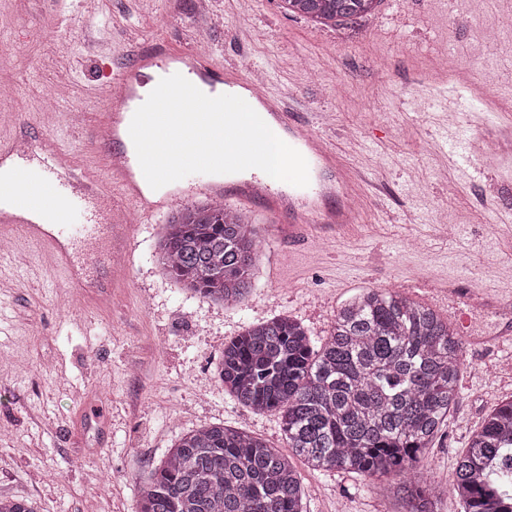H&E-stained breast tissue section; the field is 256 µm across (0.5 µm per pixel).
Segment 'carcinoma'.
<instances>
[{
    "instance_id": "obj_1",
    "label": "carcinoma",
    "mask_w": 512,
    "mask_h": 512,
    "mask_svg": "<svg viewBox=\"0 0 512 512\" xmlns=\"http://www.w3.org/2000/svg\"><path fill=\"white\" fill-rule=\"evenodd\" d=\"M346 33L380 0H280ZM257 225L210 200L171 213L156 261L182 287L237 305L252 288ZM465 342L454 323L398 290L369 288L336 311L317 343L287 316L224 342L218 382L239 405L274 413L293 455L314 471L384 483L400 512H434L425 451L460 398ZM449 494L464 512H512V400L493 409L459 455ZM301 476L264 439L222 423L183 432L153 467L137 512H304ZM0 512H39L0 498Z\"/></svg>"
}]
</instances>
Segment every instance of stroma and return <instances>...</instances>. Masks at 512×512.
<instances>
[{"label": "stroma", "mask_w": 512, "mask_h": 512, "mask_svg": "<svg viewBox=\"0 0 512 512\" xmlns=\"http://www.w3.org/2000/svg\"><path fill=\"white\" fill-rule=\"evenodd\" d=\"M0 0V81L18 85L5 109L32 138L65 143L78 165L104 176L110 141L88 150L90 125L66 113L97 112L103 76L163 42L203 45L221 64L264 72L271 92L297 97L310 129L359 173L357 224L344 235L289 247L260 223L253 288L233 309L185 292L153 258L167 216L134 227L130 269L108 305L88 311L32 249L16 242L0 279V497L40 512H136L142 480L185 431L211 423L242 427L280 451V420L237 405L215 383L225 340L250 323L288 315L322 339L337 308L365 288H396L458 323L463 335L496 332L498 313L443 292L445 280L502 288L512 278V162L486 164L479 151L492 113L512 114V0H380L349 39L286 13L280 0ZM66 25L56 29V15ZM497 44H488L487 33ZM93 49H85V41ZM492 67L497 86H483ZM66 102L52 103L58 84ZM462 115L448 123V108ZM459 140L475 159L458 171L445 153ZM456 225L447 235L439 222ZM460 400L427 451L424 479L435 512H462L446 488L459 452L485 415L512 398L503 352L464 351ZM306 512H392L362 480L297 462Z\"/></svg>", "instance_id": "stroma-1"}]
</instances>
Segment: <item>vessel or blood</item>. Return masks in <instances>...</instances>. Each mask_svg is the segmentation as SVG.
Here are the masks:
<instances>
[{
	"mask_svg": "<svg viewBox=\"0 0 512 512\" xmlns=\"http://www.w3.org/2000/svg\"><path fill=\"white\" fill-rule=\"evenodd\" d=\"M146 69H157L167 76L178 73L230 95L246 91L247 103L264 121L274 122L285 142L306 159L308 186L270 183L248 169L236 180L192 174L152 189L130 146L129 135L133 114L144 102L136 81ZM113 83L124 94L118 97L113 90L106 91L105 109L97 113L93 123L94 130L120 145L109 158L105 178L74 174L71 152L53 139H45L33 149L19 135H0V239L23 240L51 270L67 274L74 287L83 289L87 309L97 308L101 297L111 295L113 285L120 283L128 270L127 265L115 264L112 250L113 237L128 230L127 225L113 221L120 206L136 223L144 224L165 212L173 201L192 193L227 203H254L263 216H287L288 239L292 242L308 241L317 233L338 234L357 222V174L324 139L309 130L292 102L266 90L256 91L246 70L221 67L211 54L194 49L172 54L156 46L139 52L114 76ZM102 262L108 265L106 281L99 289L87 290L89 272ZM448 291L465 295L472 305L481 308L512 304L511 289L482 290L452 282ZM468 343L484 350L511 349L512 321H505L495 334L469 337Z\"/></svg>",
	"mask_w": 512,
	"mask_h": 512,
	"instance_id": "1",
	"label": "vessel or blood"
}]
</instances>
